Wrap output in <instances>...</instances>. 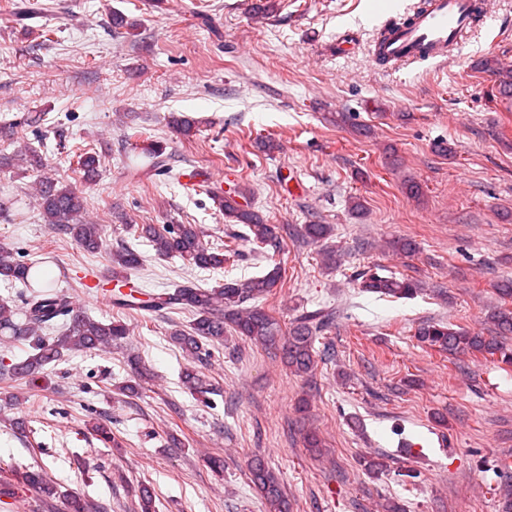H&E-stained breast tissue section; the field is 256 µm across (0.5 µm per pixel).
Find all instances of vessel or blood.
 <instances>
[{"label":"vessel or blood","instance_id":"vessel-or-blood-1","mask_svg":"<svg viewBox=\"0 0 512 512\" xmlns=\"http://www.w3.org/2000/svg\"><path fill=\"white\" fill-rule=\"evenodd\" d=\"M484 5L485 0H421L408 21L391 26L377 39L373 58L393 66L447 59Z\"/></svg>","mask_w":512,"mask_h":512}]
</instances>
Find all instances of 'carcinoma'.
Returning <instances> with one entry per match:
<instances>
[{
    "label": "carcinoma",
    "mask_w": 512,
    "mask_h": 512,
    "mask_svg": "<svg viewBox=\"0 0 512 512\" xmlns=\"http://www.w3.org/2000/svg\"><path fill=\"white\" fill-rule=\"evenodd\" d=\"M166 146L152 140L132 148L134 155L149 159L146 164L130 162L127 172L133 179L152 177V173L166 167ZM79 171L86 178L98 174L100 158L85 152L78 156ZM37 197L45 223L52 229L69 235L84 251L95 253L103 247L104 229L100 224L84 220V198L70 185L55 182L43 176L38 181ZM224 217L249 228L252 241L264 248L280 247V227L269 224L249 202V193L238 187L222 199ZM139 236L149 240L156 255L178 256L187 265L218 269L240 257L238 238L227 236L220 246L204 242L205 231L197 224H139ZM299 235L313 243L327 239L329 224H303ZM143 264L142 256L123 248L112 253V274H129ZM33 265L16 259L13 253L0 247V280L21 283L22 312L14 305L0 300V336L27 343L32 352L19 362L0 366V382L6 386L21 380L27 387H42L45 367L72 351H89L122 343L128 328L119 321L101 322L73 308V297L66 291L35 288L29 276ZM282 279L281 267L275 266L263 276L247 280H226L214 288H201L186 280L172 288L152 295L150 299L135 302L133 296L118 292L113 303L124 310L162 312L182 310L194 319L185 329L176 328L170 337L174 344L191 359L190 367L182 374L183 384L195 394L209 391V380L203 369L212 355V349L224 346V335L231 332L265 348L279 349L283 359L298 374H308L315 367L320 353L315 342L326 327L329 315L321 310L297 316L283 333L279 322L263 308L249 305L252 300L267 296ZM358 286L366 292L382 293L397 298H410L421 289V283L412 278L397 279L381 273L375 266L359 276ZM501 304L488 316L495 334L485 336L465 328H450L443 323L424 322L415 329L417 340L431 348L450 355L477 351L505 364H512V349L504 339L512 334V280L496 285ZM22 319H17L18 315ZM21 482L42 500L56 497L57 490L46 483L40 470H24L17 474ZM251 481L265 501L268 512H288L277 476L262 462L251 466ZM65 512H107L106 507L79 495L66 500Z\"/></svg>",
    "instance_id": "obj_1"
}]
</instances>
